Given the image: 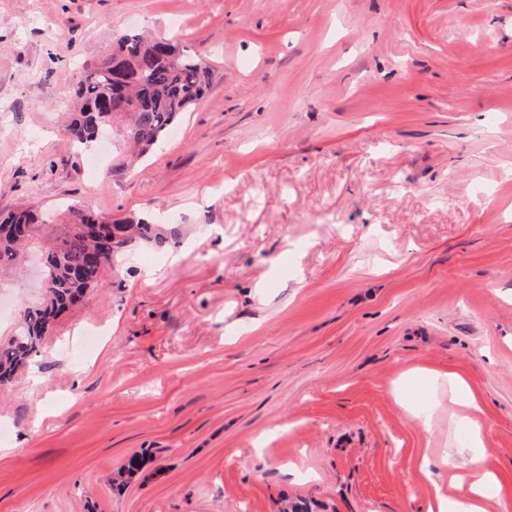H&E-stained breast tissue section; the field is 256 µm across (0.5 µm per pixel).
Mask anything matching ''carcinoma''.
<instances>
[{
	"label": "carcinoma",
	"mask_w": 512,
	"mask_h": 512,
	"mask_svg": "<svg viewBox=\"0 0 512 512\" xmlns=\"http://www.w3.org/2000/svg\"><path fill=\"white\" fill-rule=\"evenodd\" d=\"M157 38L126 33L113 38L112 52L76 77L79 106L65 126L80 144L95 141L116 125L141 158L158 147L181 114L209 89L207 59L168 38L167 50ZM124 63L126 80L112 79L114 61ZM153 225L125 219L110 222L83 208L70 206L47 214L31 204L0 218V273H14L21 256L39 244L48 286L42 302L21 310L19 323L0 337V389H7L26 368L63 312L79 306L90 288L102 285L114 259L139 239H148ZM146 456L134 455L114 480L124 485L142 472Z\"/></svg>",
	"instance_id": "carcinoma-1"
}]
</instances>
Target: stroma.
I'll return each mask as SVG.
<instances>
[{
  "label": "stroma",
  "instance_id": "35a3bbf8",
  "mask_svg": "<svg viewBox=\"0 0 512 512\" xmlns=\"http://www.w3.org/2000/svg\"><path fill=\"white\" fill-rule=\"evenodd\" d=\"M132 31L211 89L92 169L73 76ZM25 201L158 235L0 393V512H427L479 452L512 512V0H0V212ZM39 294L0 284V334ZM414 370L466 381L480 443Z\"/></svg>",
  "mask_w": 512,
  "mask_h": 512
}]
</instances>
